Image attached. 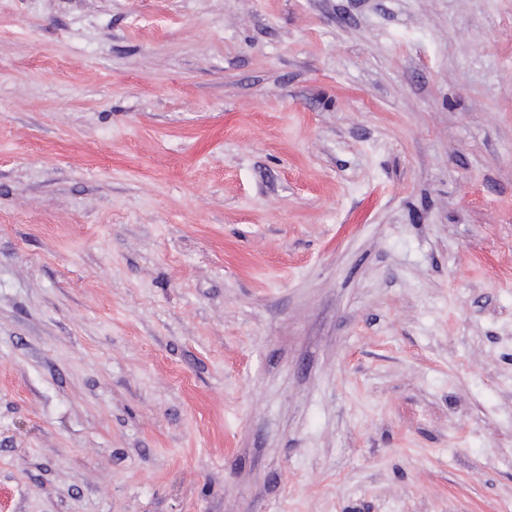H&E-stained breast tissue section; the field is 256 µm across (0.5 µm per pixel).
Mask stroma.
Returning <instances> with one entry per match:
<instances>
[{"label":"stroma","mask_w":512,"mask_h":512,"mask_svg":"<svg viewBox=\"0 0 512 512\" xmlns=\"http://www.w3.org/2000/svg\"><path fill=\"white\" fill-rule=\"evenodd\" d=\"M0 512H512V0H0Z\"/></svg>","instance_id":"stroma-1"}]
</instances>
